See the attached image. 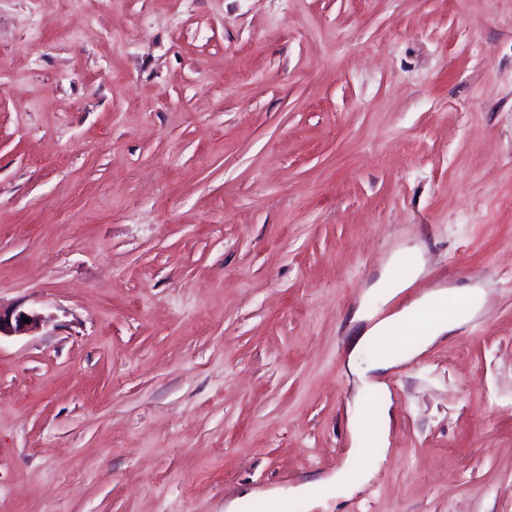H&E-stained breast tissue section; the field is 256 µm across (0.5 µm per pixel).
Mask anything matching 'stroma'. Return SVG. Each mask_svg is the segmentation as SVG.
<instances>
[{
  "label": "stroma",
  "mask_w": 512,
  "mask_h": 512,
  "mask_svg": "<svg viewBox=\"0 0 512 512\" xmlns=\"http://www.w3.org/2000/svg\"><path fill=\"white\" fill-rule=\"evenodd\" d=\"M472 282L337 496L352 314ZM0 306V512H512V0H0ZM408 254H412L416 257L415 268L414 269H413V267L409 268V272H410L409 275L414 273L415 277H418L423 272V269H424V264L421 259L420 251L415 248L409 249V250H399L392 255L388 265L381 272L379 278L369 287V290L391 296V295H395L396 293L401 291L403 288L408 287V284H405L403 282L390 281L386 278V272H387L388 266L394 261H399V260H400V262L406 261L404 258ZM22 318H29L30 322L23 323ZM41 320L42 316L33 310L2 311L0 306V338L2 336H18L25 334L32 325ZM366 442L362 437L354 439V448L352 455L355 459L354 464L348 462L336 475V494L348 495L353 490L369 478L375 459L373 454L378 453L372 450V453L366 448ZM364 464L362 465V461Z\"/></svg>",
  "instance_id": "35a3bbf8"
}]
</instances>
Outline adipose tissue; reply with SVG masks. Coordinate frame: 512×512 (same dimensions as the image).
<instances>
[{
  "instance_id": "obj_1",
  "label": "adipose tissue",
  "mask_w": 512,
  "mask_h": 512,
  "mask_svg": "<svg viewBox=\"0 0 512 512\" xmlns=\"http://www.w3.org/2000/svg\"><path fill=\"white\" fill-rule=\"evenodd\" d=\"M484 289L474 285L463 288H439L432 290L417 301L418 310L429 313L430 318L422 330L413 336L410 344L403 349H396V339L389 333L390 328L402 326L404 320L400 316H392L383 321L366 324V315L363 310H356L352 323L358 324L359 331L354 336L350 351L345 361L348 375L353 376L358 384L359 395L376 393L384 396V385L379 380V373L393 368L399 359H412L426 346L430 345L444 334L454 331L460 324V317L455 311L458 303H466L471 312H479L483 306ZM387 341V348L374 358L369 364H361L360 356L365 346L377 341ZM354 460L346 464L336 476V492L347 495L369 478L374 458L366 446L363 438H355L352 450Z\"/></svg>"
}]
</instances>
